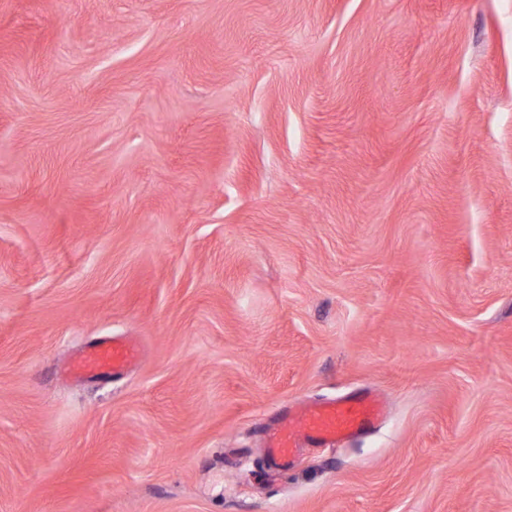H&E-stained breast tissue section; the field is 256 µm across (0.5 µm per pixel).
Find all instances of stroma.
Masks as SVG:
<instances>
[{"label": "stroma", "instance_id": "obj_1", "mask_svg": "<svg viewBox=\"0 0 512 512\" xmlns=\"http://www.w3.org/2000/svg\"><path fill=\"white\" fill-rule=\"evenodd\" d=\"M0 512H512V0H0ZM138 355L136 342L112 339V342L90 350L74 370L90 373L107 369H112V372L123 371L137 359ZM383 412V402L372 393L292 409L266 433L267 459L288 467L303 442L334 445L374 426Z\"/></svg>", "mask_w": 512, "mask_h": 512}]
</instances>
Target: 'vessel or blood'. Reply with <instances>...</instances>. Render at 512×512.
<instances>
[{
	"label": "vessel or blood",
	"mask_w": 512,
	"mask_h": 512,
	"mask_svg": "<svg viewBox=\"0 0 512 512\" xmlns=\"http://www.w3.org/2000/svg\"><path fill=\"white\" fill-rule=\"evenodd\" d=\"M138 355L136 342L115 339L90 350L76 369L90 373L107 369L118 372L130 366ZM383 412L382 401L371 393L292 409L268 430L267 459L273 465L288 466L303 442L331 445L355 437L374 426Z\"/></svg>",
	"instance_id": "b4317fda"
}]
</instances>
